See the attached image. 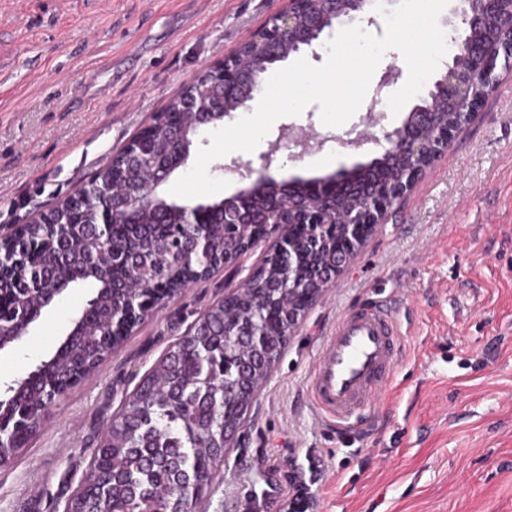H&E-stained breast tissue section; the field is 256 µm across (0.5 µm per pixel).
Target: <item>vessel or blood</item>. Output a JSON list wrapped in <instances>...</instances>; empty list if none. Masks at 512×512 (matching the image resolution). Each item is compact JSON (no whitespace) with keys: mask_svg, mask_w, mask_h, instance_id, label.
I'll use <instances>...</instances> for the list:
<instances>
[{"mask_svg":"<svg viewBox=\"0 0 512 512\" xmlns=\"http://www.w3.org/2000/svg\"><path fill=\"white\" fill-rule=\"evenodd\" d=\"M400 325L384 305L341 318L318 355L309 393L317 415L348 430L355 413L387 383L400 352Z\"/></svg>","mask_w":512,"mask_h":512,"instance_id":"vessel-or-blood-1","label":"vessel or blood"}]
</instances>
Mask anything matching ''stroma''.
Listing matches in <instances>:
<instances>
[{
  "label": "stroma",
  "instance_id": "35a3bbf8",
  "mask_svg": "<svg viewBox=\"0 0 512 512\" xmlns=\"http://www.w3.org/2000/svg\"><path fill=\"white\" fill-rule=\"evenodd\" d=\"M284 0H0V225L51 208L108 167L155 113ZM380 150L328 143L283 177H318ZM215 271L162 305L45 411L0 465V512H64L123 401L224 297ZM71 290L0 352V382L49 358L89 293ZM395 307L391 382L333 435L313 410V363L336 321ZM203 512H289L296 465L324 478L308 512H512V72L447 153L388 212L307 312L253 403Z\"/></svg>",
  "mask_w": 512,
  "mask_h": 512
}]
</instances>
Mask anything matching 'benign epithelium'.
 Segmentation results:
<instances>
[{
  "mask_svg": "<svg viewBox=\"0 0 512 512\" xmlns=\"http://www.w3.org/2000/svg\"><path fill=\"white\" fill-rule=\"evenodd\" d=\"M368 0H287V5L269 18L268 22L249 39L240 44L230 56L206 69L200 77L213 81L200 94L187 87L179 97V109L191 119L179 127L164 125V113H159L152 124L144 128L117 155L123 167L136 173L132 182L105 179L106 188L99 198L94 220L88 222L95 244L103 241L96 232L99 226L130 224L139 229V240L150 237L149 225L142 223L146 213L157 216L156 223H169L168 214L177 215L176 223L191 224L195 228L194 243L206 248L211 243L209 228L224 225V242L234 244L224 249V258L198 273L196 280L207 277L223 267L238 274V262L258 246L267 245L265 261L271 265L288 263V273L272 288L283 289V295L293 298L303 291L316 302L332 286L336 277L349 265L368 237L359 231L360 225H369L375 232L385 223L393 203L409 193L415 184L433 167L435 161L453 142L456 134L469 125L486 100L492 95L500 69H512V31L502 29L506 17L512 15V0H460L453 9L459 22L448 21L446 43L453 48L450 58L438 77L425 86L420 103L408 113L402 124L384 133L388 147L381 156L366 164L342 167L323 177L304 179L278 178L285 164L277 163V149L272 147L256 157L238 155L216 163L214 169L238 183L236 191L214 202H177L169 199L166 186L174 173L185 167L194 148L195 136L207 126H217L232 120L234 113L254 99L261 88L262 77L273 65L291 55L309 50L319 58L315 47L322 36L337 27L356 20L375 23L365 12ZM404 76V70L391 66L375 86L372 103H378ZM383 115L369 108L365 128H352L341 135L321 132L313 123L305 127L284 126L280 137H288L293 152L288 160L297 161L323 149L328 142H338L345 148H359L367 143H380L369 132L378 125ZM167 131V150L157 157L158 129ZM302 224L306 230L303 245L296 244L286 228ZM21 225L15 224L5 233L0 232V270L6 258L15 255L14 244ZM342 235L347 249L328 254L317 266L313 284L293 274V266L303 261L304 250L316 254L333 234ZM164 252L161 241L152 248L124 252L112 263H126L131 279L112 282V288H129L135 280L146 288L153 287L146 276L147 268L160 260ZM256 271L252 270L236 288L224 295L244 298L254 291ZM68 289L45 288L41 291L39 310H30L21 325L0 323V350L21 342L28 336L42 310L55 304ZM106 289H97L83 303L79 313L70 320L64 341H93L92 314L100 295ZM306 310L288 304L286 326L281 335H295ZM247 336L250 347L262 352L261 337L267 335L256 318L238 324L233 332L224 335ZM43 360L26 378L6 385V392L32 404L35 398L26 391L27 385L48 367Z\"/></svg>",
  "mask_w": 512,
  "mask_h": 512,
  "instance_id": "1",
  "label": "benign epithelium"
}]
</instances>
